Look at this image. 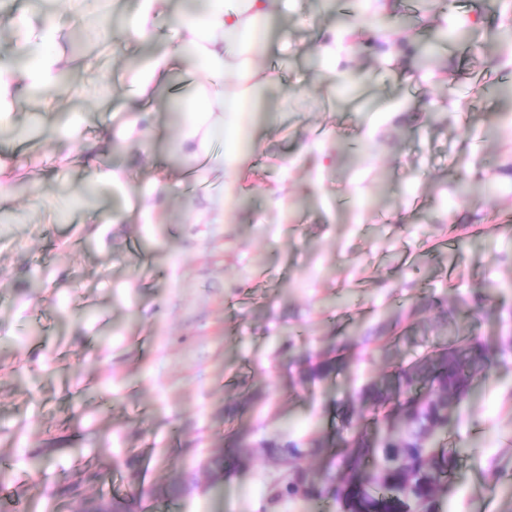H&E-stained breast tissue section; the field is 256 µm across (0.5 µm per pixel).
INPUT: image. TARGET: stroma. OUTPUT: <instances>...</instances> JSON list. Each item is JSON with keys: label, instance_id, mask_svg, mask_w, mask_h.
<instances>
[{"label": "stroma", "instance_id": "1", "mask_svg": "<svg viewBox=\"0 0 512 512\" xmlns=\"http://www.w3.org/2000/svg\"><path fill=\"white\" fill-rule=\"evenodd\" d=\"M133 4L100 0L92 17L84 0H0L53 12L79 58L0 127L12 165L0 180V512H81L98 496L143 512H263L280 476L264 441L309 448L298 464L322 481L341 407L362 387L466 331L493 348L512 333V9L433 0L417 13L399 0L405 49L391 55L395 14L372 21L373 0H284L263 61L288 101L268 95L273 118L250 131L262 148L227 223L198 224L187 183L138 212L182 164L191 62L154 105L160 137H116L100 153L101 170H124L121 186L90 185L75 162L100 125L119 130L126 80L151 53L132 43L114 55L89 37L99 19L123 34ZM330 26L360 28L347 61L359 81L331 71L315 38ZM437 35L446 49L417 67L409 46ZM65 155L74 162L57 172ZM478 173L481 189L461 192ZM272 188L282 209L267 204ZM91 209L125 221L85 223ZM325 357L335 370L303 380ZM445 440L463 451L448 512H512V358L477 381ZM245 444L248 463L212 481L208 460ZM86 468L98 478L82 498L61 495ZM189 480L181 499L160 497Z\"/></svg>", "mask_w": 512, "mask_h": 512}]
</instances>
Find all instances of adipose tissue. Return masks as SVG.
<instances>
[{"instance_id":"obj_1","label":"adipose tissue","mask_w":512,"mask_h":512,"mask_svg":"<svg viewBox=\"0 0 512 512\" xmlns=\"http://www.w3.org/2000/svg\"><path fill=\"white\" fill-rule=\"evenodd\" d=\"M281 0H212L202 15L179 22L174 49L157 50L148 68L138 74L133 96L137 101L119 135L124 142L145 144L157 134L151 105L162 93L183 50L193 52L203 78L193 92V107L180 133V151L190 163L189 173L220 174L224 195L203 196L197 215L208 224L223 223L226 203L238 188L239 176L252 164L254 149L235 146L213 149L216 136L237 127L239 116L255 91L279 88L281 78L257 63V33L280 11ZM171 0H136L127 35L138 43L156 38L159 19ZM0 23L22 30L23 49L33 54L32 64L14 67L0 59V125L10 124L16 101L29 90L53 84L71 69L74 60L62 47V32L49 17L25 14L0 16Z\"/></svg>"}]
</instances>
